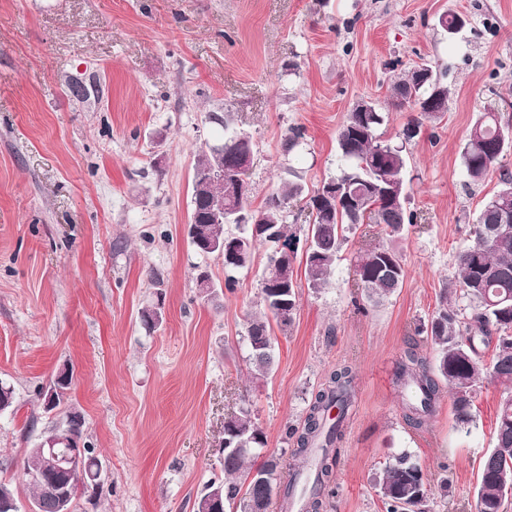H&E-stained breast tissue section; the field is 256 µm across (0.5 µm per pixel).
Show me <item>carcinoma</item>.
<instances>
[{"mask_svg": "<svg viewBox=\"0 0 512 512\" xmlns=\"http://www.w3.org/2000/svg\"><path fill=\"white\" fill-rule=\"evenodd\" d=\"M416 66H411L394 82L393 98L398 107H409L429 118L448 111V87L437 78L427 85L414 82ZM384 113L371 102L353 108L337 132V147L343 165L340 173L328 177L336 184V195L325 198L313 191L305 202L310 220L306 224L286 223L288 200L300 189L290 186L271 194L255 210L261 231L243 217L227 215L216 224L206 204L192 199L190 237L195 249L216 255L215 245L238 243L235 259L224 264V286L235 290V272L251 267L259 244L271 254L258 280L265 309L283 330L292 325L297 309L298 283L293 262L301 243H306L302 259L305 275L312 288L324 285L347 242L346 233L360 224H378L390 235L414 223L416 216L407 211L404 146L382 139L379 128ZM248 134L231 127L230 114L224 115V170L239 161L236 153L240 139ZM512 151V125L503 124L494 112L483 113L466 135L462 164L474 183L499 172L497 191L483 204L470 244L457 256L458 273L448 283V294L426 328V339L435 349L428 360L415 343L408 344L396 367V379L407 390L406 419L420 427L436 407L442 387L452 394L457 424L463 428L475 423L474 399L479 383L489 379L504 387L496 416L492 447L486 452L475 495V512H505L512 494V173L502 160ZM217 145L204 143L197 154L196 172H209L216 164ZM233 179H216L212 189L224 193V207L250 211V195L241 198L231 189ZM289 251H284V248ZM355 286L371 301H380L402 287L405 278L401 255L393 248L376 244L358 250L352 257ZM164 319L162 300L141 311L148 330ZM247 335L251 373L259 378L273 365V346L269 321L255 318ZM494 349L490 363L482 360L483 350ZM354 375L348 365L334 370L325 387L311 399L302 430L287 429L296 438L297 448L293 480L283 489V498L295 491L301 480L311 481L306 497L308 512H320L322 498L333 493L335 445L343 436V424L353 402ZM224 436L232 437L237 450H221L224 455V479L210 481L209 487L222 489L224 501L236 504L237 512H255L269 507L277 480L279 461L271 455L254 465L266 447V436L245 406L224 420ZM83 462L61 474L71 488L68 507L84 493L89 482L88 469L98 459L90 444H85ZM247 482L244 495L236 479ZM35 512H63L62 504L39 483L27 480ZM381 493L388 512H426L429 489L421 465L407 454L394 459L385 468Z\"/></svg>", "mask_w": 512, "mask_h": 512, "instance_id": "1", "label": "carcinoma"}]
</instances>
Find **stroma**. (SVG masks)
<instances>
[{"label":"stroma","instance_id":"1","mask_svg":"<svg viewBox=\"0 0 512 512\" xmlns=\"http://www.w3.org/2000/svg\"><path fill=\"white\" fill-rule=\"evenodd\" d=\"M465 26L451 34L442 15ZM416 64L449 90L448 110L406 144L408 210L416 224L391 239L380 226L350 232L328 283L309 287L303 260L296 316L273 328L268 376L250 372L246 328L263 316L258 248L239 286H224L223 257L196 253L187 236L191 177L201 143H220L218 116L249 133L251 206L302 189L287 221L306 220L304 198L336 175V136L361 99L399 142L412 118L391 87ZM89 87L84 97L70 86ZM512 124V0H0V380L15 390L0 413V482L32 501L25 451L48 416L37 389L62 364L84 437L108 472L95 503L73 512H194L203 486L224 475V419L249 407L265 455L293 462L287 428L336 367L354 371V405L323 512H387L380 480L409 453L431 490L428 512H471L480 462L492 445L502 389L483 381L476 423L460 428L452 400L416 428L394 369L407 344L434 357L421 327L441 305L497 175L475 184L460 151L481 113ZM302 149L283 146L290 129ZM390 241L402 287L368 301L352 255ZM207 272L212 289L196 286ZM163 297L154 330L142 309Z\"/></svg>","mask_w":512,"mask_h":512}]
</instances>
